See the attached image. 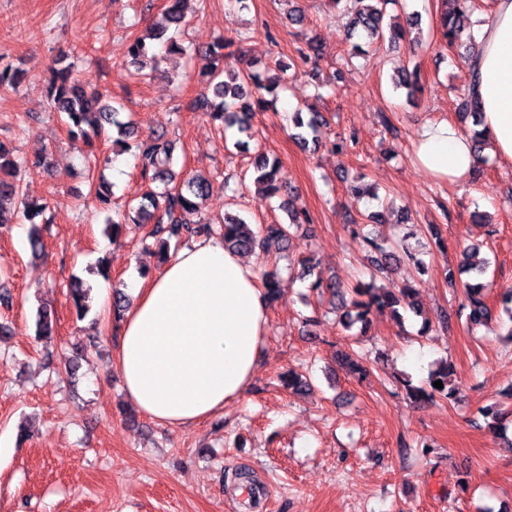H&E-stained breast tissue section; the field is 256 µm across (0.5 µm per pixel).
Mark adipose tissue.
Returning <instances> with one entry per match:
<instances>
[{
	"label": "adipose tissue",
	"mask_w": 512,
	"mask_h": 512,
	"mask_svg": "<svg viewBox=\"0 0 512 512\" xmlns=\"http://www.w3.org/2000/svg\"><path fill=\"white\" fill-rule=\"evenodd\" d=\"M493 155L512 163V0H495L468 70ZM414 164L431 177L465 180L480 163L471 136L450 121L421 124ZM113 368L127 400L152 421L180 430L223 413L248 391L268 325L254 263L205 237L156 274L129 281Z\"/></svg>",
	"instance_id": "obj_1"
}]
</instances>
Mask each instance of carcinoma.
<instances>
[{"label": "carcinoma", "mask_w": 512, "mask_h": 512, "mask_svg": "<svg viewBox=\"0 0 512 512\" xmlns=\"http://www.w3.org/2000/svg\"><path fill=\"white\" fill-rule=\"evenodd\" d=\"M349 20L348 37L357 38L359 42L352 45L350 55L365 57L368 55L367 47H381L385 41L395 42L404 37V32L394 27L384 28V10L395 0H332ZM444 12L441 14V39L446 46H462V33L464 18L475 8V0H444ZM186 25L184 13V0H168L166 9L160 21L153 24L151 32L145 36L134 37L128 47L130 62L135 67L134 76L142 80L148 76L145 69H155L158 64L157 45L154 41L164 38L166 32L174 27L176 29ZM166 39V38H164ZM232 41L219 39L213 43L206 52L203 71L209 76L205 89L190 102V110L205 115L209 120L219 123L223 128H237L241 133H250L251 119L255 109H262L270 104L266 96L275 95V90L284 81L282 74L292 68H316L320 59V48L314 42H307V47L298 49L296 60L291 63L278 61L275 63L279 74L269 76L253 66L239 68L234 71L226 69V54L224 49ZM166 54L170 56H183L189 54L188 47L173 37L165 42ZM400 86L408 90L412 96L423 91L421 83V68L414 64L412 68L404 69L399 79ZM48 96L51 100L53 112L66 127L67 133L73 137H81L88 143L100 141L107 137L106 127L110 126L120 138L134 140L135 150L141 165V175L153 182H160L164 188L160 191H150L141 197L135 205H128L125 214L119 219L107 224L109 235L117 236L125 224H150L152 229L149 237L154 239L162 255H167L170 242H181L210 234L212 228L201 220H192L200 211V201L206 199L213 190L212 183L199 175L187 174L174 186L175 174L170 168L173 159L174 145L160 137L139 136L135 134L131 119L125 116L123 105L113 106L106 103L107 94L99 91H89L75 77L73 67L60 59L52 71L48 84ZM459 120L467 121L479 114L477 102L465 89L460 94L457 108ZM295 128L308 129L313 137H318L319 129L326 125L323 116L318 112L309 113L303 117V112L294 113ZM13 150L0 140V171L4 177L0 178V201L3 198L17 194L19 185L14 181L17 169L26 164V161H17L12 158ZM254 184L257 193L263 200L271 199L280 193L278 181L279 159L260 154L253 162ZM280 208L287 212V224H259L257 227L246 223L237 215L224 216L220 227L224 238V246L228 250L243 253L256 251L267 256L279 254L288 249L291 237L310 223L307 214L290 211L288 200L280 203ZM49 205L46 202L24 203V217L32 224L29 235V245L33 259L41 258L44 243L41 223H50L46 217ZM365 225L355 224L351 233L360 236L372 254V262L381 274H387L395 267L408 262L421 271L423 263L409 250L400 255L386 250L378 237L372 232L364 231ZM468 251L462 252V260L457 268L446 270V277L450 285H455L457 276L463 273H473L472 281L464 284L465 307L468 309L467 322L470 328L487 327L494 318L493 311L488 303L489 284L481 282L485 269L467 263ZM262 285L268 300L272 301L278 296L279 278L275 269L265 270L262 274ZM311 289L318 295L326 293L338 300L343 309L341 323L347 330L359 324L366 328L370 316L385 311L397 320L402 321V312L419 313L415 302L416 288L411 282L392 288L378 287L375 282L361 283L345 290L335 282H323L320 279L311 284ZM72 308L79 321L84 320L89 311L88 289L83 287V281L74 278L70 287ZM56 330V317L46 308L37 312L36 334L40 339H50ZM442 381L443 388L434 387L433 382ZM406 393L415 400H434L436 398L451 400L455 398L458 387L455 384V368L452 362L446 360L433 370L424 386H414L410 379L402 380ZM487 428L495 434L506 432L509 414L503 412L496 405H488L479 410Z\"/></svg>", "instance_id": "obj_1"}]
</instances>
